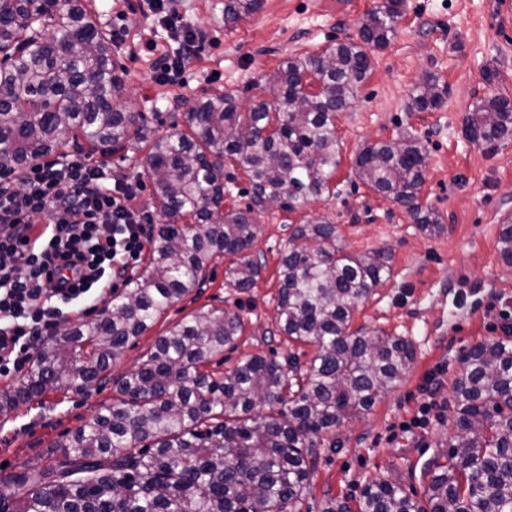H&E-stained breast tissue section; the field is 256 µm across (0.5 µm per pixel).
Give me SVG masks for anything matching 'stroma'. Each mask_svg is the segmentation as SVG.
<instances>
[{"label":"stroma","instance_id":"1","mask_svg":"<svg viewBox=\"0 0 512 512\" xmlns=\"http://www.w3.org/2000/svg\"><path fill=\"white\" fill-rule=\"evenodd\" d=\"M103 31L121 21L134 30L152 28L173 53L189 52L186 87L159 86L130 46L116 42L112 58L121 83L118 102L144 112L150 125L166 129L180 122L186 99L203 93L237 91L241 104L270 95L267 77L290 55L317 52L356 36L374 0H262L260 10L225 27L224 0H178L186 22L201 32L192 48L141 14L128 13L126 0L107 7L91 0ZM127 19H120V12ZM372 71L353 109L337 121L340 163L332 176L335 196L294 212L261 215L251 254L263 265L245 292L226 287L225 262L212 265L203 288L172 305L157 323L130 343L111 368L117 378L136 367L157 334L200 307L229 309L245 320L237 349L227 365L261 353L295 357L306 365L315 349L287 342L277 331V270L290 228L311 217L336 224L346 252L390 251L391 275L355 312L353 327L380 329L408 340L414 358L402 380L371 412L344 421L318 439L315 465L297 512H324L333 498L357 502L378 476L398 482L423 498L433 462L443 461L455 430L452 388L475 344L504 337L501 311L512 313V267L500 256L501 224L512 217V139L496 148L471 142L463 118L478 101L512 96V21L502 20L498 0H406L394 37L371 53ZM439 77L447 89L444 106L432 112L410 109L423 74ZM411 131L428 146L422 201L439 223L425 231L404 209L364 185L355 158L367 144ZM441 385L424 427L413 426L428 396V381ZM111 387L52 393L43 401L0 415V474L45 462L55 442L64 440L102 406Z\"/></svg>","mask_w":512,"mask_h":512}]
</instances>
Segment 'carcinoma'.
<instances>
[{
    "label": "carcinoma",
    "mask_w": 512,
    "mask_h": 512,
    "mask_svg": "<svg viewBox=\"0 0 512 512\" xmlns=\"http://www.w3.org/2000/svg\"><path fill=\"white\" fill-rule=\"evenodd\" d=\"M404 0H379L357 40L291 56L270 91L242 111L237 95L186 102L184 126L162 133L144 113L114 102L112 42L86 0H0V173H14L59 151L87 144L107 157L137 158L154 186L163 222L142 270L98 317L66 328L37 347L24 384L0 391V414L49 392L99 388L130 342L167 309L203 287L221 258L226 285L247 290L262 272L250 257L265 200L288 212L333 193L339 165L336 119L350 110L371 71L369 48L386 46ZM261 0H224V25L255 14ZM447 90L427 75L411 109H441ZM467 137H512V98L479 101L464 117ZM245 167L250 201L224 208ZM428 146L407 131L364 147L358 178L405 208L424 228L439 223L419 201ZM337 227L322 219L294 227L278 270V329L317 347L303 371L288 358L247 355L223 372L207 366L238 347L245 324L236 312L199 308L156 336L140 364L113 381L112 403L58 441L43 467L0 478L10 494L0 512H292L314 465L315 439L368 413L405 374L411 344L381 330L351 331L354 311L391 274L385 249L350 254ZM502 260L512 265V221L501 224ZM293 390L287 396L285 392ZM448 462L415 499L398 484H367L352 509L345 499L325 512H512V336L474 345L453 387Z\"/></svg>",
    "instance_id": "obj_1"
}]
</instances>
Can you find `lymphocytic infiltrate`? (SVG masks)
I'll list each match as a JSON object with an SVG mask.
<instances>
[{
	"label": "lymphocytic infiltrate",
	"instance_id": "lymphocytic-infiltrate-1",
	"mask_svg": "<svg viewBox=\"0 0 512 512\" xmlns=\"http://www.w3.org/2000/svg\"><path fill=\"white\" fill-rule=\"evenodd\" d=\"M133 54L156 83L185 87L187 55L151 37ZM139 182L112 180L104 162L65 154L0 176V375L22 372L33 344L57 333L69 314L96 311L151 238ZM46 230L32 238L35 218Z\"/></svg>",
	"mask_w": 512,
	"mask_h": 512
}]
</instances>
